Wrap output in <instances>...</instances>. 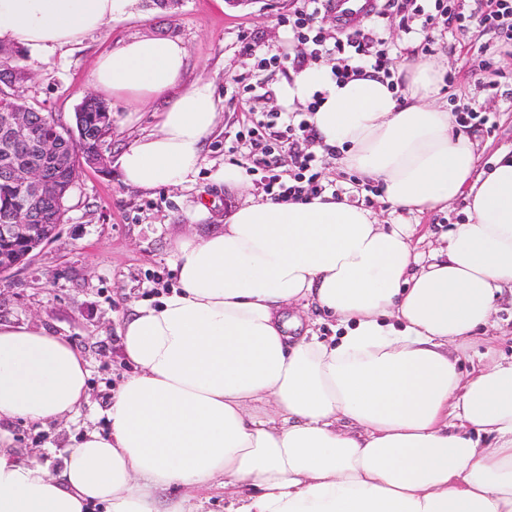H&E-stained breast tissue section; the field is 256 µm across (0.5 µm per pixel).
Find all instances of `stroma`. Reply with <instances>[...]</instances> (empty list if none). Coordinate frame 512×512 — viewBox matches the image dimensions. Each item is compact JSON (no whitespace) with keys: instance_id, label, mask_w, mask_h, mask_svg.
Wrapping results in <instances>:
<instances>
[{"instance_id":"obj_1","label":"stroma","mask_w":512,"mask_h":512,"mask_svg":"<svg viewBox=\"0 0 512 512\" xmlns=\"http://www.w3.org/2000/svg\"><path fill=\"white\" fill-rule=\"evenodd\" d=\"M419 5L430 11L434 0H396L380 15H359L344 25L336 20L335 0H327L317 18L326 48L319 60L339 63L332 48L338 32L347 27L360 31L373 49L384 50L393 75L415 49L430 46V59L451 81L441 89L442 100L452 108L469 105L487 117L486 125L471 127L470 133L482 162H489L498 152L512 149V44L475 22L461 30L444 23L423 30L413 16ZM302 6L303 0H255L246 7L229 6L226 0H179L171 8L158 9L150 0H139L113 21L108 33L89 35L82 44L44 54L18 49V63L31 75L25 85L28 101L66 124L94 91L91 71L96 58L133 37L181 40L187 50L183 84L209 83L220 100L217 126L203 146L196 182L147 190L127 185L117 160L131 143L154 130L164 102L109 98L112 135L102 146L105 171H83L65 203L57 238L0 280V322L47 327L71 341L87 362L89 405L63 425L17 423L16 445L23 456L54 467L84 432L108 433L104 411L132 373L118 329L135 305L156 302L175 285L174 240L183 235L207 237L233 208L267 197L265 172L254 163L239 133L281 109V92L296 73L288 61L296 52V40L286 20ZM405 15L410 18L406 24L401 21ZM489 57L503 74L494 95L485 90L479 67ZM315 154L327 191L348 195L374 212L380 223L414 225L413 236L425 255L436 253L441 234L463 218L460 201L424 215L392 209L376 184L341 170L335 155L326 150L316 149ZM226 164L244 171L240 187L213 181V172ZM198 202L208 207L210 216L193 224L185 210ZM494 320L492 344L477 340L459 347L462 367L490 349L512 356V300L503 299Z\"/></svg>"}]
</instances>
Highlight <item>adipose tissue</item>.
I'll list each match as a JSON object with an SVG mask.
<instances>
[{"label": "adipose tissue", "mask_w": 512, "mask_h": 512, "mask_svg": "<svg viewBox=\"0 0 512 512\" xmlns=\"http://www.w3.org/2000/svg\"><path fill=\"white\" fill-rule=\"evenodd\" d=\"M136 0H0V43L35 52L106 31ZM175 38L100 55L94 89L168 101L120 155L126 184L194 183L213 134L210 84L181 80ZM391 80L300 70L281 95L317 101L311 121L339 164L420 214L465 200L447 245L425 258L407 224L385 229L347 196L238 206L221 231L173 243L178 286L124 322L132 374L58 473L21 456L13 426L68 420L90 397L86 362L44 328L0 323V512H193L190 489L223 487L227 512H512V361L461 372L450 346L492 322L512 289V152L480 164L437 102L432 61ZM309 299L343 334H300Z\"/></svg>", "instance_id": "1"}]
</instances>
